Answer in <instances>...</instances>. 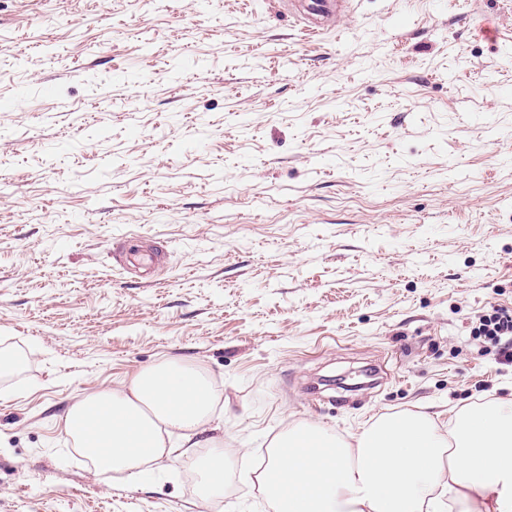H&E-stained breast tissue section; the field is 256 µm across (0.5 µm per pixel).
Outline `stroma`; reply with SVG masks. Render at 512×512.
<instances>
[{
  "label": "stroma",
  "mask_w": 512,
  "mask_h": 512,
  "mask_svg": "<svg viewBox=\"0 0 512 512\" xmlns=\"http://www.w3.org/2000/svg\"><path fill=\"white\" fill-rule=\"evenodd\" d=\"M0 0V512H273L286 429L512 394V0ZM165 360L222 430L137 478L64 431ZM224 443V494L201 456ZM475 329L483 336L505 366L512 365V312L491 306V311L479 318Z\"/></svg>",
  "instance_id": "stroma-1"
}]
</instances>
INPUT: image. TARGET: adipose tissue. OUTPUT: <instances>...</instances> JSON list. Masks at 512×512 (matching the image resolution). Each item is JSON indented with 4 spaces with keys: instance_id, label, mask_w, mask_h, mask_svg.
Segmentation results:
<instances>
[{
    "instance_id": "obj_1",
    "label": "adipose tissue",
    "mask_w": 512,
    "mask_h": 512,
    "mask_svg": "<svg viewBox=\"0 0 512 512\" xmlns=\"http://www.w3.org/2000/svg\"><path fill=\"white\" fill-rule=\"evenodd\" d=\"M217 393L198 367L166 360L129 386L74 403L65 417L99 472L144 473L176 455L168 435L213 428ZM276 512H512V395L449 410L381 414L351 441L289 428L259 476Z\"/></svg>"
}]
</instances>
